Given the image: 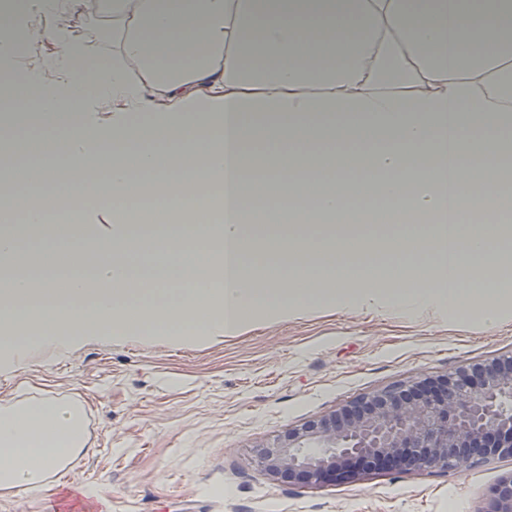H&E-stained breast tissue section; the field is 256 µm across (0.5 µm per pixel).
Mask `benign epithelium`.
Returning <instances> with one entry per match:
<instances>
[{"label": "benign epithelium", "mask_w": 512, "mask_h": 512, "mask_svg": "<svg viewBox=\"0 0 512 512\" xmlns=\"http://www.w3.org/2000/svg\"><path fill=\"white\" fill-rule=\"evenodd\" d=\"M512 457V355L362 397L276 436L258 455L271 478L343 482L365 469L467 468ZM480 512H512V472Z\"/></svg>", "instance_id": "1"}]
</instances>
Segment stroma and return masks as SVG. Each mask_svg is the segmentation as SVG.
<instances>
[{
    "label": "stroma",
    "mask_w": 512,
    "mask_h": 512,
    "mask_svg": "<svg viewBox=\"0 0 512 512\" xmlns=\"http://www.w3.org/2000/svg\"><path fill=\"white\" fill-rule=\"evenodd\" d=\"M510 353L512 315L481 328L440 311L338 305L262 315L198 345L96 338L64 358L0 368V409L73 402L85 438L42 496L0 490V512H49L70 489L104 512H482L512 458L292 484L269 477L257 452L362 396Z\"/></svg>",
    "instance_id": "stroma-1"
}]
</instances>
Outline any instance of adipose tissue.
<instances>
[{
    "label": "adipose tissue",
    "mask_w": 512,
    "mask_h": 512,
    "mask_svg": "<svg viewBox=\"0 0 512 512\" xmlns=\"http://www.w3.org/2000/svg\"><path fill=\"white\" fill-rule=\"evenodd\" d=\"M81 5L0 10L5 100L39 128L1 124L0 143L28 157L11 172L42 199L23 224L0 207V255L24 236L41 255L39 275L0 284L6 366L99 335L188 345L263 312L344 301L475 307L480 325L497 323L501 288L467 277L464 260L497 261L512 237L498 192L512 0H101L108 49L43 21ZM33 55L38 66L24 65ZM106 109L111 121L95 124ZM160 174L223 177L224 196L197 206L194 224H167L187 207L174 194L154 199L159 225L128 223L126 198ZM61 186L106 197L97 225L46 231ZM369 193L390 201L382 225L346 227ZM326 218L340 231L319 233ZM194 265L210 276L186 281ZM82 445L72 403L1 412L0 487L41 493Z\"/></svg>",
    "instance_id": "adipose-tissue-1"
}]
</instances>
